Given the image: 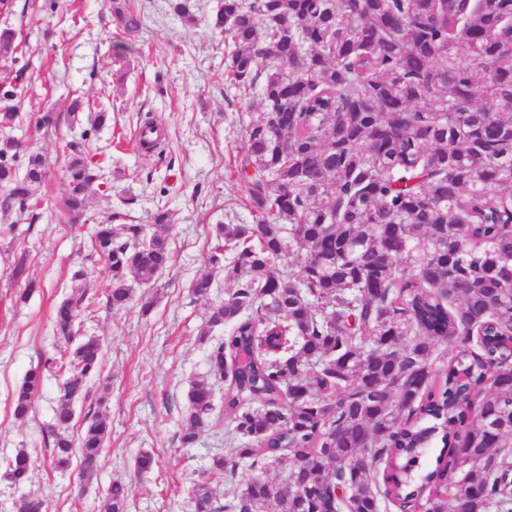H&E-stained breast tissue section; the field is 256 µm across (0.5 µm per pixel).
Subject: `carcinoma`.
<instances>
[{
    "label": "carcinoma",
    "instance_id": "obj_1",
    "mask_svg": "<svg viewBox=\"0 0 512 512\" xmlns=\"http://www.w3.org/2000/svg\"><path fill=\"white\" fill-rule=\"evenodd\" d=\"M126 33L137 14L112 6ZM212 25L234 46L238 88H260L264 112L245 130L240 172L253 224H218L209 270L191 292L210 296L224 336L208 375L187 392L180 436L193 447L213 425L211 380L227 383L229 456L256 472L226 512H512V0H220ZM0 30V58L18 54ZM22 74L0 84V127L19 120ZM64 207L78 216L101 171L88 133L68 145ZM0 142V217L31 215L42 158L19 164ZM93 250L111 273L106 303L133 301L172 255L166 214L155 224H101ZM297 259L299 270L275 263ZM80 285L55 308L71 343L86 310ZM446 344L443 368L433 367ZM103 344L82 338L45 356L14 392L28 416L45 373L61 376L49 462L79 461L90 481L110 435L107 418L76 404L95 397ZM435 466L408 475L422 449ZM286 477L270 481L271 464ZM7 478L29 480L19 448ZM130 487L107 488L125 512ZM194 512H217L205 479Z\"/></svg>",
    "mask_w": 512,
    "mask_h": 512
}]
</instances>
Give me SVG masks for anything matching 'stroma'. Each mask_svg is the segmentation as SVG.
<instances>
[{
    "label": "stroma",
    "mask_w": 512,
    "mask_h": 512,
    "mask_svg": "<svg viewBox=\"0 0 512 512\" xmlns=\"http://www.w3.org/2000/svg\"><path fill=\"white\" fill-rule=\"evenodd\" d=\"M27 11L0 15V28L16 29L23 52L0 60V81L23 70L22 118L0 130L46 156L49 176L42 188L53 205L31 225H17L0 239V512H16L22 497L45 499L48 512H106L105 490L120 479L130 487L127 512H192L195 483L208 473L213 456L227 452L224 385H214L216 427L205 429L191 448L179 432L187 412L190 381L205 376L206 312L223 301L216 281L209 299L196 298L190 284L207 268L216 225L250 224L248 189L240 173L245 129L263 107L257 92L236 88L227 66L233 50L223 33L207 25L219 0H188L194 21L175 13L176 0H125L144 12L142 29L126 34L112 16L109 0H27ZM82 96L109 118L90 132L105 165L93 183L89 204L78 221L61 206L66 192L67 144L90 131L88 122L61 121L37 130L35 118L46 103L66 112ZM163 132L164 155L140 148L137 133L145 118ZM169 214L170 267L153 288L135 286L134 300L115 311L106 305L111 275L91 250L97 224L113 212L126 223L153 224L157 211ZM25 258L37 286L26 302L16 297L24 282L9 272ZM83 270L92 305L80 335L100 337L106 353L102 375L110 381L103 410L112 432L97 476L84 481L77 466L51 469L45 435L52 422L57 381L48 378L34 397L26 420L13 415V395L42 356L64 349L52 331L54 307L71 291L72 275ZM152 297L142 311L143 297ZM31 457L29 482L15 487L4 460L16 449ZM155 456V468L137 474L136 457Z\"/></svg>",
    "instance_id": "1"
}]
</instances>
